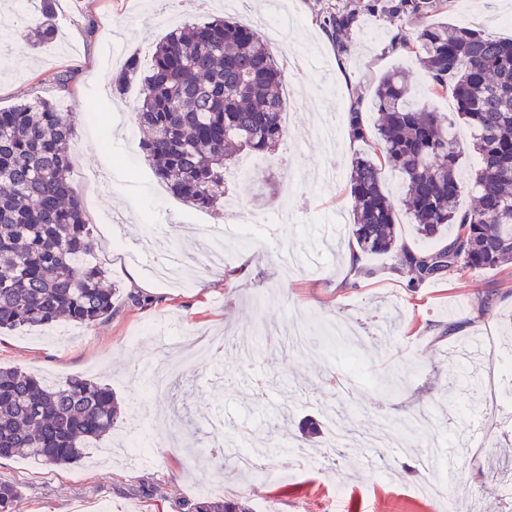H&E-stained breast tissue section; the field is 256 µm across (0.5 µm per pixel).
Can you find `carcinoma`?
<instances>
[{"instance_id": "carcinoma-1", "label": "carcinoma", "mask_w": 512, "mask_h": 512, "mask_svg": "<svg viewBox=\"0 0 512 512\" xmlns=\"http://www.w3.org/2000/svg\"><path fill=\"white\" fill-rule=\"evenodd\" d=\"M356 10L328 17L340 41ZM39 44L56 28L48 10L25 22ZM401 48L418 55L435 90H451L456 117L418 104L409 72L393 69L374 92V132L347 112L350 135L369 146L351 161L356 252L393 254L410 268V291L465 272L512 264V40L443 22ZM136 84V120L148 133L146 161L172 195L199 208L224 204V169L236 151L271 153L287 137L282 71L258 29L223 18L168 32L143 70L129 59L116 90ZM472 132L479 164L462 177L456 120ZM76 120L34 97L0 109V330L43 328L59 319L91 326L112 313L116 288L93 262L95 241L67 178ZM398 173L401 203L426 242L412 250L396 231L385 168ZM466 192L475 206L460 210ZM120 406L112 389L80 377L49 383L0 367V458L68 468L112 434ZM21 488L0 481V512H20ZM187 512H254L248 500L203 496Z\"/></svg>"}]
</instances>
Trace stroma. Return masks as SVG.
I'll use <instances>...</instances> for the list:
<instances>
[{
	"label": "stroma",
	"mask_w": 512,
	"mask_h": 512,
	"mask_svg": "<svg viewBox=\"0 0 512 512\" xmlns=\"http://www.w3.org/2000/svg\"><path fill=\"white\" fill-rule=\"evenodd\" d=\"M153 0H53L57 38L33 43L23 25L0 42V108L33 96L53 99L59 110L81 108L71 157V182L84 217L93 224L96 259L117 287L110 316L90 327L73 326L66 342L28 330L0 333V365L54 375L88 377L112 388L127 418L105 439L132 438L147 459L88 454L69 468L26 459L0 460V481L23 492L20 512H182L200 484L218 497L245 494L252 503L275 500L278 512H443L416 488L427 476L448 485L452 512H477L478 490L490 493L489 512H512L494 494L512 484V399L500 395L498 362L512 359V267L474 272L410 292L409 271L394 255L363 258L362 275L344 272L347 235L323 240L326 217L353 221L351 160L364 143L342 136L337 182L318 190L290 178L295 166L324 161L310 134L321 114L345 123L358 106L373 123L372 95L394 68L410 72L417 99L449 113L451 92L432 93L417 56L398 49L434 19L512 37V0H452L434 11L408 9L392 25L378 8L359 12L347 50H338L326 20L351 0H242L218 6L217 15L248 24L270 20L272 8L290 18L277 60L302 49L317 54L295 88L298 117L284 143L261 169L270 184L250 192L234 170L225 195L239 199L233 223L220 210L200 209L171 196L139 148L136 89L117 93L113 81L128 58L148 67L170 28L207 17L204 9L154 12ZM71 75L68 88L53 81ZM295 209L291 224H251L247 214ZM207 223L224 243V262L207 270L191 265L168 282L154 275L157 261L178 252L198 254ZM460 323L446 335L448 323ZM296 323L323 347L320 357L261 347L242 357L239 340L261 324ZM207 334L223 341L221 359L199 358L171 382L165 398L149 391L148 369L182 355L184 341ZM340 406L358 435L330 448L329 406ZM427 410L431 424L413 431V413ZM363 433L392 435L395 466L382 463L360 441ZM224 454L241 446L287 445L268 458L272 477L237 478L220 468Z\"/></svg>",
	"instance_id": "stroma-1"
}]
</instances>
